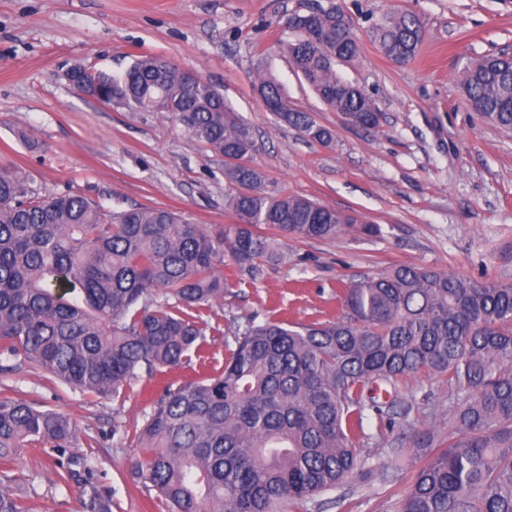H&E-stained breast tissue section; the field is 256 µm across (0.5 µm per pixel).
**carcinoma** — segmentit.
<instances>
[{
	"label": "carcinoma",
	"instance_id": "obj_1",
	"mask_svg": "<svg viewBox=\"0 0 512 512\" xmlns=\"http://www.w3.org/2000/svg\"><path fill=\"white\" fill-rule=\"evenodd\" d=\"M308 33L288 58L322 103L362 129L379 108L339 77L358 37L332 6L303 15ZM368 37L387 57L417 56L424 26L389 11ZM268 111L308 140L332 131L288 104L275 78L256 71ZM462 87L473 109L512 131V57L470 61ZM81 92L133 111L166 112L224 158L227 199L238 222L207 228L164 208L108 210L82 195L42 194L0 169V355L11 370L34 367L87 396L117 397L131 381L197 359L195 381L165 387L132 438L134 484L156 491L170 512H307L358 466L355 437L366 413L409 440L420 462L398 512H512V284L479 282L394 265L351 283L345 313L307 324L247 321L224 366L206 371L201 313L224 298V257L255 278L288 258L279 239L304 243L350 229L377 231L354 215L271 188L252 165V126L205 78L191 84L161 56L133 61L120 76L84 75ZM448 384V439L433 445L414 404L398 399L410 376ZM71 419L25 400H0V459L31 444L64 448ZM68 459L59 478L79 484L84 512H112V493ZM0 475V512H29Z\"/></svg>",
	"mask_w": 512,
	"mask_h": 512
}]
</instances>
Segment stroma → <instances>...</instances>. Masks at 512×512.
<instances>
[{"label": "stroma", "mask_w": 512, "mask_h": 512, "mask_svg": "<svg viewBox=\"0 0 512 512\" xmlns=\"http://www.w3.org/2000/svg\"><path fill=\"white\" fill-rule=\"evenodd\" d=\"M336 6L360 38L361 55L337 74L376 102L381 120L366 130L343 123L292 67L285 22ZM392 9L415 12L425 36L416 59L385 57L367 36ZM512 56V0H0V168L25 173L47 194H79L111 209L157 206L193 223L237 218L235 193L213 156L165 112H132L77 92L66 73L82 65L122 75L134 59L160 55L200 73L254 129L253 157L272 186L379 227L366 237L288 243V259L252 279L225 261L224 299L200 326L212 368H221L234 325L269 313L288 322L336 319L343 288L389 265L421 266L479 281L512 282V132L472 109L460 83L466 64ZM271 74L293 107L331 129L322 145L266 112L256 69ZM192 369L140 379L119 398H89L24 368L0 371V400L24 399L68 414L66 448L20 449L0 472L29 494L33 512H83L74 483L58 480V460L87 458L112 491V512H165L155 492L128 479L127 437L142 426L165 384L197 379ZM448 431V390L436 378L400 388ZM356 476L326 493L324 512H397L417 470L394 453L373 418L356 442Z\"/></svg>", "instance_id": "35a3bbf8"}]
</instances>
